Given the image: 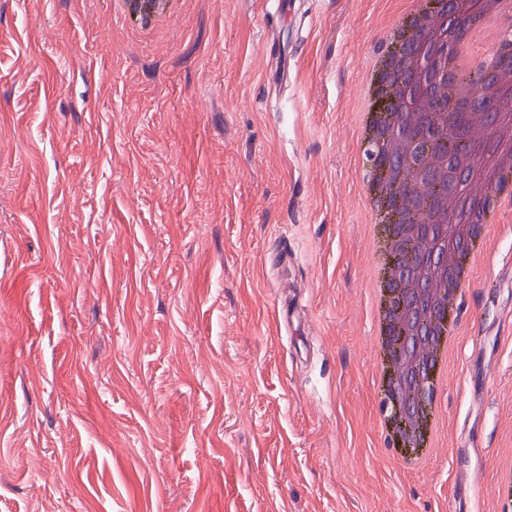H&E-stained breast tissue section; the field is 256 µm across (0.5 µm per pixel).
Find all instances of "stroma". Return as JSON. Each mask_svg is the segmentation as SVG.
<instances>
[{
    "instance_id": "stroma-1",
    "label": "stroma",
    "mask_w": 512,
    "mask_h": 512,
    "mask_svg": "<svg viewBox=\"0 0 512 512\" xmlns=\"http://www.w3.org/2000/svg\"><path fill=\"white\" fill-rule=\"evenodd\" d=\"M289 2L171 0L143 34L0 0V512H512V222L406 469L359 163L409 3ZM388 289L386 286V280H380L379 286L374 289V307H375V319L377 323L376 332V345L384 350L385 341L388 334V324L386 320V305H387Z\"/></svg>"
}]
</instances>
